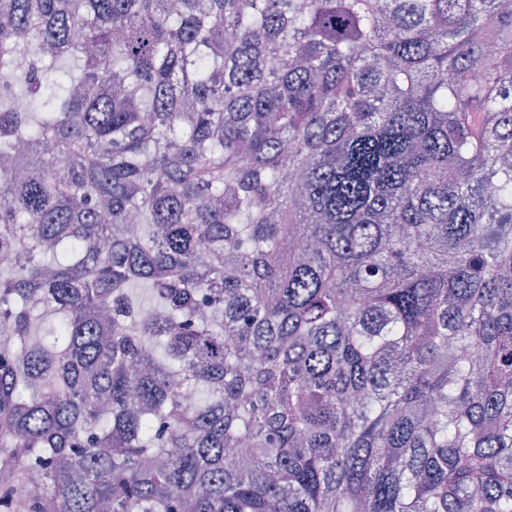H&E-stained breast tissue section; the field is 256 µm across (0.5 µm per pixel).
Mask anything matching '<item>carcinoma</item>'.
<instances>
[{
    "mask_svg": "<svg viewBox=\"0 0 512 512\" xmlns=\"http://www.w3.org/2000/svg\"><path fill=\"white\" fill-rule=\"evenodd\" d=\"M508 41L0 0V512H512Z\"/></svg>",
    "mask_w": 512,
    "mask_h": 512,
    "instance_id": "cac0c4a2",
    "label": "carcinoma"
}]
</instances>
